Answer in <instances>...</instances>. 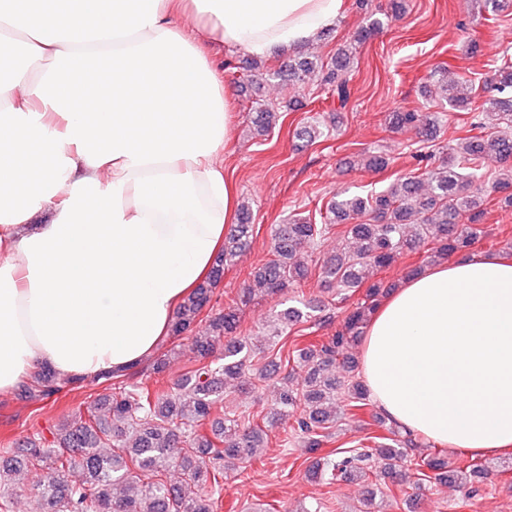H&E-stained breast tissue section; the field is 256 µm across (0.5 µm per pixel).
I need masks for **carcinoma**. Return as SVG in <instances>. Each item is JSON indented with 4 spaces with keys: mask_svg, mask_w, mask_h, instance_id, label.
<instances>
[{
    "mask_svg": "<svg viewBox=\"0 0 512 512\" xmlns=\"http://www.w3.org/2000/svg\"><path fill=\"white\" fill-rule=\"evenodd\" d=\"M383 25L377 17L361 30L353 42L338 49L326 64L313 56H294L273 70L263 60L243 62L242 91L261 78H274L301 89L316 79L331 88L340 101L348 96V82L358 63L356 45ZM490 96L476 104L477 88L468 81L442 76L435 81L441 99L452 111H475L472 126L482 134L456 139L448 146V158L423 176L401 177L370 198L336 194L328 213L336 222L350 225L347 237L353 245L330 255L319 264L321 285L336 291L345 301L364 289V298L348 311L340 329L318 345L288 349V330L308 322L321 306L306 302L274 312V330L268 362L254 369L255 352L238 329L236 309L227 308L212 316L204 332L191 337V350L200 363L191 366L166 384L128 382L110 372L96 382L99 390L86 405L63 416L48 428L0 448V512H13L15 497L22 489L21 476L34 472L38 481L30 493L38 502L37 512H216L224 474L240 463L259 458L267 447V431L293 419L292 429L309 448H319L332 436L345 414L367 406L369 395L356 379L358 368L348 354L360 340L381 298L394 284L369 281L376 268L388 266L405 252L428 246L433 257L443 260L474 245L484 214L485 193L501 194L512 208V65L496 66ZM281 108L256 102L249 122L253 137H266L277 126ZM413 110L388 115L392 129L416 125ZM494 160L498 170L490 172L484 162ZM358 165L381 170L388 159L381 154H364ZM329 234V225L314 224L300 213L275 226L272 258L254 268L237 300L246 306L263 297L283 293L309 275L308 252ZM253 240L251 211L239 209L238 224L224 238V247L208 278L176 309L171 335L177 339L190 330L213 290L224 278L225 268L250 248ZM184 354L176 344L155 359L152 371L164 372ZM273 388L275 402L252 423L242 412L224 404L225 387L235 381L239 388L253 385L251 372ZM305 372L299 386L290 378ZM80 385L62 381L49 370L32 375L20 387V396L46 399L64 387ZM388 434L374 437V446L355 448L336 458H326L308 469L313 479L361 480L371 476L370 460L384 461V476L405 481L395 462L409 460L421 486L424 469L434 480L460 478L465 486L483 479L488 469L476 464L460 470L441 452L422 454L426 444L395 425Z\"/></svg>",
    "mask_w": 512,
    "mask_h": 512,
    "instance_id": "cac0c4a2",
    "label": "carcinoma"
}]
</instances>
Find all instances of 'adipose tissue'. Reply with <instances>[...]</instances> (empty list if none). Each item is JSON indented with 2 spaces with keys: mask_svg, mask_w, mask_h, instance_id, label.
<instances>
[{
  "mask_svg": "<svg viewBox=\"0 0 512 512\" xmlns=\"http://www.w3.org/2000/svg\"><path fill=\"white\" fill-rule=\"evenodd\" d=\"M345 0H0V393L48 369L137 366L208 276L238 207L211 43L261 57ZM389 421L452 452H512V255L407 279L362 340Z\"/></svg>",
  "mask_w": 512,
  "mask_h": 512,
  "instance_id": "ef3b65f1",
  "label": "adipose tissue"
}]
</instances>
